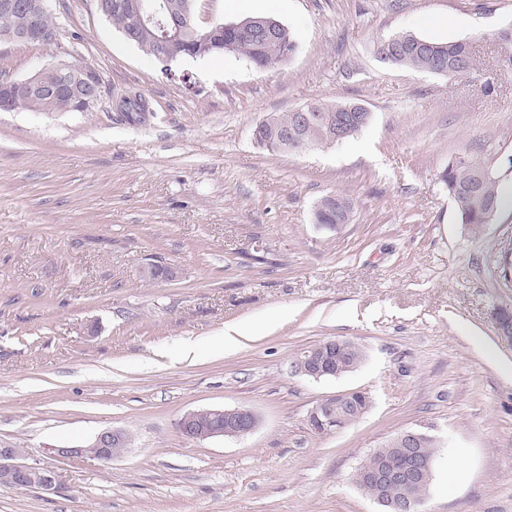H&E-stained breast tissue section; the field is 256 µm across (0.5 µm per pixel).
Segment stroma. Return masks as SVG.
Listing matches in <instances>:
<instances>
[{
	"label": "stroma",
	"mask_w": 512,
	"mask_h": 512,
	"mask_svg": "<svg viewBox=\"0 0 512 512\" xmlns=\"http://www.w3.org/2000/svg\"><path fill=\"white\" fill-rule=\"evenodd\" d=\"M54 44L0 45V72L50 58L101 80L81 112H0V445L52 467L59 489L0 487V512H381L352 475L405 429L440 439L426 512H512V208L471 233L439 179L469 154L512 186V71L498 33L512 0H196L199 23L275 16L297 36L285 66L234 55L163 68L96 0H51ZM401 31L472 41L458 78L381 63ZM190 82H183V75ZM493 93H486V85ZM145 121L117 107L130 89ZM372 114L343 144L273 154L255 123L312 101ZM351 199L340 229L314 222ZM152 264L178 276L152 281ZM245 337L227 352L224 329ZM359 344L355 372L314 381L291 363L326 339ZM192 353H185V344ZM369 392L366 414L318 435L310 409ZM248 408L242 439L189 440L177 422ZM109 462L57 456L102 430ZM322 207L319 211L314 213L315 223L316 224H335V227L331 228H339L346 224L351 217V213L347 214L348 220L342 223L337 222L341 220V217L344 215V210L352 207V202L349 198L341 195H329L324 197L320 203ZM316 207V209L318 208ZM128 435L121 429H105L98 433L85 448H56L57 455L66 458L81 457L91 453L98 459L109 462L119 456L128 444ZM112 449V452H111Z\"/></svg>",
	"instance_id": "1"
}]
</instances>
